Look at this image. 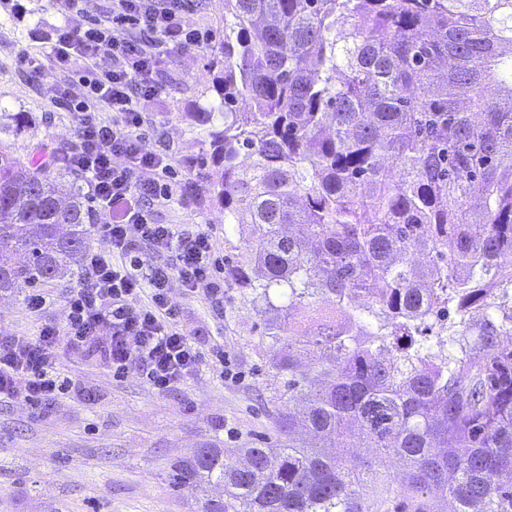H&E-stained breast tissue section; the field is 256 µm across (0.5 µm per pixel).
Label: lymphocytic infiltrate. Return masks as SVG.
<instances>
[{
	"mask_svg": "<svg viewBox=\"0 0 512 512\" xmlns=\"http://www.w3.org/2000/svg\"><path fill=\"white\" fill-rule=\"evenodd\" d=\"M191 0H112L106 18L80 29L60 26L39 54L21 53V68L47 75L51 101L66 102L78 146L61 157L81 173L89 189L94 227L106 247L87 253L68 296L64 329L44 326L37 337L0 336V396L38 405L72 390L58 368V348L101 352L114 376L140 371L154 390L188 377L202 353L184 334L173 288L214 300L224 297L212 235L157 223L153 208L181 190L167 152L147 142L138 98L159 95L160 66L167 55L200 48L208 32L189 26ZM80 70H73V63ZM85 92L74 97L71 83ZM111 120H103V113ZM167 256L145 267L139 245Z\"/></svg>",
	"mask_w": 512,
	"mask_h": 512,
	"instance_id": "obj_1",
	"label": "lymphocytic infiltrate"
}]
</instances>
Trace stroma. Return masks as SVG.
<instances>
[{"mask_svg": "<svg viewBox=\"0 0 512 512\" xmlns=\"http://www.w3.org/2000/svg\"><path fill=\"white\" fill-rule=\"evenodd\" d=\"M80 27L48 0H0V145L15 156L50 164L51 175L74 178L57 158L74 150L70 112L47 97L44 76L21 69L20 52L41 51L62 22ZM210 48L188 49L162 73V93L140 100L150 123L149 141L177 149L175 168L183 188L170 205L156 209L161 224L212 234L220 264L239 260L238 234L213 204L207 137L198 112L217 103ZM76 279L63 275L41 285L45 306L32 311L27 290L0 296V336H37L42 325H64L66 301ZM183 331L203 357L184 381L157 392L140 372L113 376L95 352L61 346L59 368L73 390L38 407L0 399V512H196L189 489L170 484L172 464L202 443L219 439L231 449L275 444V398L282 387L261 334V306L241 289L225 287L223 302L173 289ZM240 371L225 380L213 349Z\"/></svg>", "mask_w": 512, "mask_h": 512, "instance_id": "obj_1", "label": "stroma"}]
</instances>
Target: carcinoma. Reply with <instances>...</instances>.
I'll use <instances>...</instances> for the list:
<instances>
[{
    "label": "carcinoma",
    "mask_w": 512,
    "mask_h": 512,
    "mask_svg": "<svg viewBox=\"0 0 512 512\" xmlns=\"http://www.w3.org/2000/svg\"><path fill=\"white\" fill-rule=\"evenodd\" d=\"M216 56L211 198L262 229L224 281L270 315L286 403L278 447L205 445L172 486L198 512H512V0H224ZM89 223L0 150V294L75 273Z\"/></svg>",
    "instance_id": "cac0c4a2"
}]
</instances>
